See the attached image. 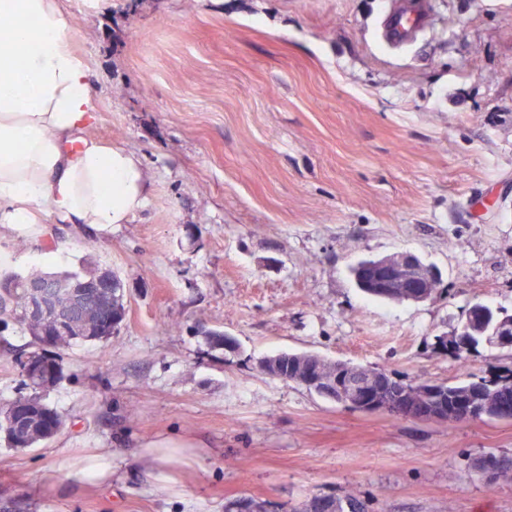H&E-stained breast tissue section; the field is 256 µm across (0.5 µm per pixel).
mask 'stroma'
<instances>
[{
    "instance_id": "35a3bbf8",
    "label": "stroma",
    "mask_w": 512,
    "mask_h": 512,
    "mask_svg": "<svg viewBox=\"0 0 512 512\" xmlns=\"http://www.w3.org/2000/svg\"><path fill=\"white\" fill-rule=\"evenodd\" d=\"M387 0H60L89 69L92 133L139 160L127 223L47 241L0 235L13 269L79 258L122 281L107 345L64 348L45 403L65 428L33 448L0 438V512H300L345 493L368 512H512V479L466 467L512 458V421L450 427L363 414L263 373L281 352L459 383L512 368L433 352L469 309L512 315V0H432L427 28L389 51ZM410 253L432 298L366 295L351 266ZM224 331L211 350L197 325ZM0 330V405L25 396ZM184 441L164 472L145 445ZM112 481L77 477L99 451Z\"/></svg>"
}]
</instances>
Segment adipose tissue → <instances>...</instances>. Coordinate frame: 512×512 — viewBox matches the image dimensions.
<instances>
[{"instance_id": "ef3b65f1", "label": "adipose tissue", "mask_w": 512, "mask_h": 512, "mask_svg": "<svg viewBox=\"0 0 512 512\" xmlns=\"http://www.w3.org/2000/svg\"><path fill=\"white\" fill-rule=\"evenodd\" d=\"M71 31L57 0H0V232L43 236L46 213L97 230L144 204L138 159L89 134V73Z\"/></svg>"}]
</instances>
